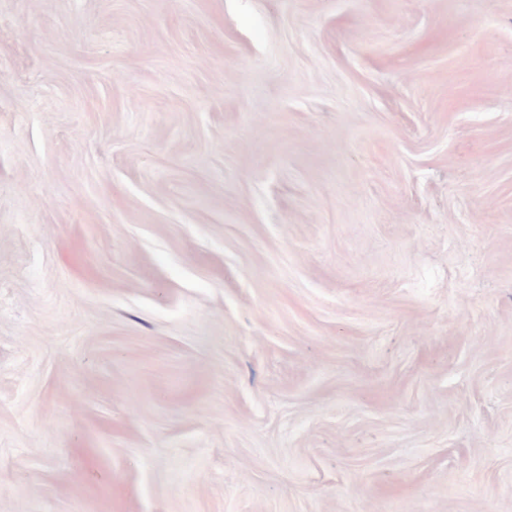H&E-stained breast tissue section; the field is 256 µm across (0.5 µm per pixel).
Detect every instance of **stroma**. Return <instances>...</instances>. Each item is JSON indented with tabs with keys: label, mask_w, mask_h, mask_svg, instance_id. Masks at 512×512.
Wrapping results in <instances>:
<instances>
[{
	"label": "stroma",
	"mask_w": 512,
	"mask_h": 512,
	"mask_svg": "<svg viewBox=\"0 0 512 512\" xmlns=\"http://www.w3.org/2000/svg\"><path fill=\"white\" fill-rule=\"evenodd\" d=\"M0 512H512V0H0Z\"/></svg>",
	"instance_id": "35a3bbf8"
}]
</instances>
